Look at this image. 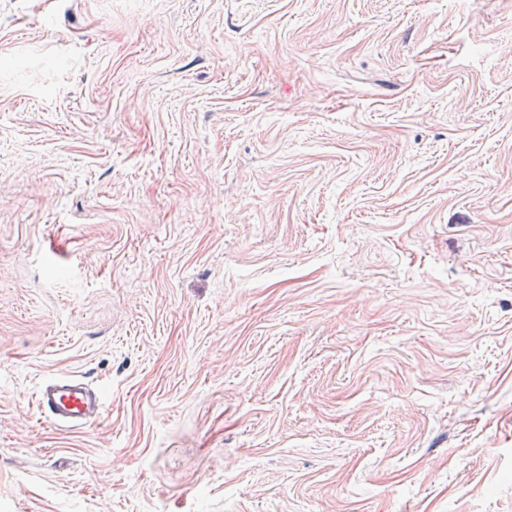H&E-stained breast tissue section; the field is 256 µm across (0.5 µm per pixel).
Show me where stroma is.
Instances as JSON below:
<instances>
[{
  "mask_svg": "<svg viewBox=\"0 0 512 512\" xmlns=\"http://www.w3.org/2000/svg\"><path fill=\"white\" fill-rule=\"evenodd\" d=\"M0 512H512V0H0ZM36 404L56 425L82 428L101 413L105 401L98 390L78 378L55 377L40 388Z\"/></svg>",
  "mask_w": 512,
  "mask_h": 512,
  "instance_id": "35a3bbf8",
  "label": "stroma"
}]
</instances>
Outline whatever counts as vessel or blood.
I'll list each match as a JSON object with an SVG mask.
<instances>
[{
    "label": "vessel or blood",
    "instance_id": "obj_1",
    "mask_svg": "<svg viewBox=\"0 0 512 512\" xmlns=\"http://www.w3.org/2000/svg\"><path fill=\"white\" fill-rule=\"evenodd\" d=\"M36 404L56 425L81 428L100 414L105 401L98 390L79 379L55 377L40 388Z\"/></svg>",
    "mask_w": 512,
    "mask_h": 512
}]
</instances>
